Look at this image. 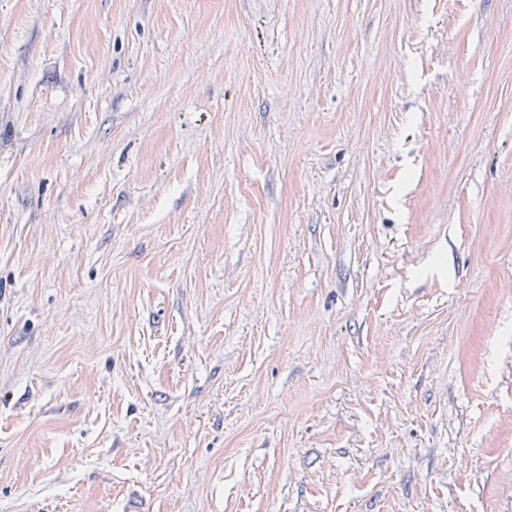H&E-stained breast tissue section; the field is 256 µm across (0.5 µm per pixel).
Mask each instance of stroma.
<instances>
[{
	"label": "stroma",
	"instance_id": "stroma-1",
	"mask_svg": "<svg viewBox=\"0 0 512 512\" xmlns=\"http://www.w3.org/2000/svg\"><path fill=\"white\" fill-rule=\"evenodd\" d=\"M0 512H512V0H0Z\"/></svg>",
	"mask_w": 512,
	"mask_h": 512
}]
</instances>
